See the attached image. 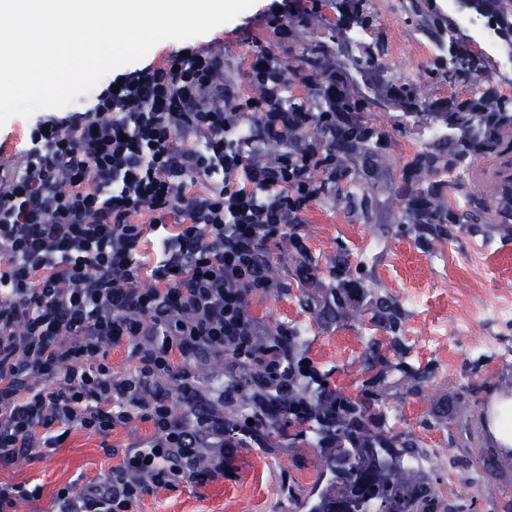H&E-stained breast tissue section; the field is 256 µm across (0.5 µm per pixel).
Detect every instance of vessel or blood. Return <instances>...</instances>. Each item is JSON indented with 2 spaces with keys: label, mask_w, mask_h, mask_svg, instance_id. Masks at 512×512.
I'll use <instances>...</instances> for the list:
<instances>
[{
  "label": "vessel or blood",
  "mask_w": 512,
  "mask_h": 512,
  "mask_svg": "<svg viewBox=\"0 0 512 512\" xmlns=\"http://www.w3.org/2000/svg\"><path fill=\"white\" fill-rule=\"evenodd\" d=\"M471 178L480 186L493 185L500 189L512 185V169L505 158L476 162ZM512 376V365L500 363L494 380L488 381L476 401V408L467 423L479 456H492L497 465L512 467V428L505 420L512 416V386L505 382Z\"/></svg>",
  "instance_id": "1"
}]
</instances>
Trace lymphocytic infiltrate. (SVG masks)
<instances>
[{"label": "lymphocytic infiltrate", "mask_w": 512, "mask_h": 512, "mask_svg": "<svg viewBox=\"0 0 512 512\" xmlns=\"http://www.w3.org/2000/svg\"><path fill=\"white\" fill-rule=\"evenodd\" d=\"M239 99L223 56L187 47L39 120L17 170H0V467L76 429H153L110 481L76 499L58 491L72 512H134L150 492L223 472L245 434L193 394L200 357L288 372L247 297L271 286L256 253L314 197L294 188L301 155H251L309 118L258 95L247 125ZM120 345L136 365L117 378L108 353ZM163 378L180 380L178 399L158 389Z\"/></svg>", "instance_id": "f902f5d3"}]
</instances>
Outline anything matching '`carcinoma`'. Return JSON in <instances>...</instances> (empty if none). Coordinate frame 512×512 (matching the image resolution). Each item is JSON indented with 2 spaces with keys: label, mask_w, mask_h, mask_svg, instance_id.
Instances as JSON below:
<instances>
[{
  "label": "carcinoma",
  "mask_w": 512,
  "mask_h": 512,
  "mask_svg": "<svg viewBox=\"0 0 512 512\" xmlns=\"http://www.w3.org/2000/svg\"><path fill=\"white\" fill-rule=\"evenodd\" d=\"M461 4L480 10L491 17L507 16L503 0H461ZM448 72H456L465 64L470 69L483 71L485 65L474 61L457 47L448 44ZM316 71L311 78L308 95L287 94L281 86L273 106L284 112H309L311 117L305 129L288 134V147L295 152H306L310 161L302 170L301 186L313 188L318 195L336 193V198L352 199L362 189L358 175L350 163L365 158L376 151L381 136L365 117L367 101L350 81L336 90L337 110L347 114L343 124H330L319 115L323 103L316 101L324 70L314 53L307 58ZM448 128L460 131V137L440 142L414 163L412 181L406 183L403 194L407 196L406 210L419 217L425 224L439 229L443 224H461L465 216L451 207L442 191L443 184L436 179L442 171H451L468 164L477 155L492 158L512 154V139L505 133L512 128V102L499 101L489 92L473 104L448 113ZM295 224L288 230V242L301 257L297 269L298 279L308 284L314 279L313 267L308 258L303 236ZM336 276V318L347 315L342 303L345 285L354 280L353 267L342 256L333 265ZM370 321L376 327L393 330L399 321V304L392 297H371ZM272 339L281 341L280 351L296 359L302 355L305 340L297 327L286 330L277 328ZM242 376L228 375L224 380V423L242 422L241 409L260 395L277 396V387L266 384L262 374L244 367ZM408 373L407 363L399 359L395 364L380 366L374 382H386L392 372ZM328 376L288 377V395L282 400L294 412L288 424L297 429L293 438L311 436L319 447V461L326 485L316 498L304 501L307 512H332L340 501L344 512H437L439 502L434 485L429 481L424 467L411 463L422 459L426 452L406 433L389 427L379 410L368 402L354 401L322 383ZM334 400L336 408L322 409L326 399ZM253 433L262 434L270 454L277 450L275 436L279 426L268 424L263 418L254 417ZM336 436V447L323 448L321 442L327 434Z\"/></svg>",
  "instance_id": "obj_1"
}]
</instances>
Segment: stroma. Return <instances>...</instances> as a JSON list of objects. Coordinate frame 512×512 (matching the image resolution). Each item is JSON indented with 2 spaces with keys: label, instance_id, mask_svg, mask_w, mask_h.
<instances>
[{
  "label": "stroma",
  "instance_id": "1",
  "mask_svg": "<svg viewBox=\"0 0 512 512\" xmlns=\"http://www.w3.org/2000/svg\"><path fill=\"white\" fill-rule=\"evenodd\" d=\"M272 0L254 4L233 20L188 42L164 40L156 44L136 68L156 64L162 57L192 46L222 53L224 76L240 79L249 61L267 52L288 67V90L308 93L309 50L319 52L325 69L343 73L369 100L368 119L386 134L370 160V173L357 199L339 201L335 196L317 198L303 214L302 232L309 257L318 268L310 285H302L284 238L269 240L273 286L249 297L250 315L268 328L310 322L304 358L317 372L328 375L354 400L369 399L375 369L395 362L404 353L410 368L426 381L413 388L404 374L394 373L381 391V402L396 406L404 431L421 447L442 448L456 470L474 475V449L465 429L473 396L490 376L494 362H512V312L504 310L496 290L512 287V226L497 222L492 200L494 188L467 183L465 192L450 191L451 206L464 208L469 196L487 201L475 224H450L443 236L421 233L410 223L397 199L417 155L429 150L428 133L447 128L449 109L472 98L474 91L491 86L501 100L512 101V74H496V63L466 34L458 44L470 58L484 61L483 72L444 74L441 60L448 57L445 33L455 23L454 13L428 12L422 23L412 20V0H366L369 21L363 40L350 38L345 21L350 0H287L281 21L269 14ZM372 65H362L366 52ZM415 84L422 92L419 105L396 98L391 87ZM41 108L30 116L10 117L0 126V164L19 159L29 129L46 117ZM373 241L369 255H362L364 241ZM343 252L370 291L386 293L402 307L396 331L375 327L368 316L357 321H331L308 309L306 300L323 301L334 283L329 260ZM482 255L488 279L476 283L472 259ZM478 288L481 312L478 321L485 342L476 345L465 317L464 291ZM419 301L410 304L408 294ZM152 433L149 423L133 421L115 429L109 438L86 431L72 432L62 447L49 455L0 467V483H23L39 488L37 497L19 502L16 512H58L56 493L64 486L80 492L83 485L110 476L114 460L103 445L122 451ZM317 452L308 445L289 447L280 440L275 454L248 441L224 462V473L215 478L178 482L175 487L145 495L139 512H290L294 496L310 493L318 478Z\"/></svg>",
  "mask_w": 512,
  "mask_h": 512
}]
</instances>
